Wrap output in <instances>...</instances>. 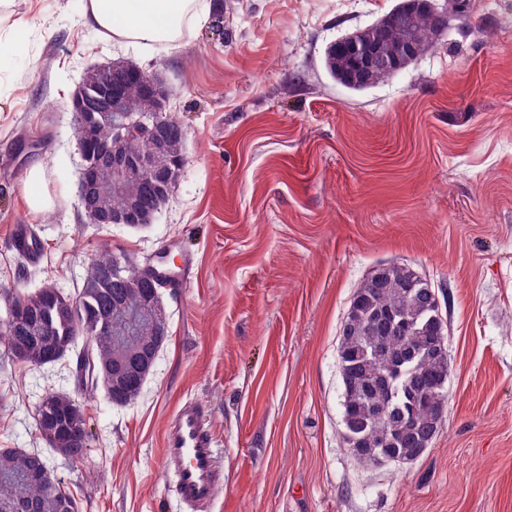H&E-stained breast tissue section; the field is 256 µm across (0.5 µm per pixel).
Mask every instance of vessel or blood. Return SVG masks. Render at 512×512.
Masks as SVG:
<instances>
[{"label":"vessel or blood","instance_id":"1","mask_svg":"<svg viewBox=\"0 0 512 512\" xmlns=\"http://www.w3.org/2000/svg\"><path fill=\"white\" fill-rule=\"evenodd\" d=\"M164 469L174 477L179 512H205L224 478L207 407L193 399L169 416L163 437Z\"/></svg>","mask_w":512,"mask_h":512}]
</instances>
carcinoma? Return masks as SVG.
<instances>
[{
    "label": "carcinoma",
    "instance_id": "carcinoma-1",
    "mask_svg": "<svg viewBox=\"0 0 512 512\" xmlns=\"http://www.w3.org/2000/svg\"><path fill=\"white\" fill-rule=\"evenodd\" d=\"M449 18L440 13L417 19L422 40L418 54L433 48V37L448 29ZM325 69L336 82L349 68V58L334 50L325 52ZM114 76L112 101L119 111L112 122L86 130L77 126L79 141L90 136L88 158L95 144L112 140V126L135 115L159 108L154 92L125 75L138 70L131 62L110 64ZM185 130L167 112L159 113L158 139H143L136 150L144 156L165 154L158 177L146 181L137 176L125 179L120 187L100 181L91 188L89 202L104 218L130 216L144 222L155 203L168 199L181 169ZM136 269L127 257L105 250L92 258L88 275L76 297L60 290L43 289L19 298L17 320L0 321V335L8 349L19 344L22 361L32 365L50 362L49 356L63 357L78 339L90 336L93 353L102 364L114 356L131 353L129 372L113 404L126 405L142 392L148 374L138 371V350L159 352L166 335L152 325L143 308L146 288L131 283ZM439 290L430 281L415 276L406 265L392 263L377 268L356 291V313L347 314L339 343V363L348 371L343 384V406L359 442L350 447L353 455H413L426 450L441 427L434 402L445 401L434 344L441 333L437 315ZM384 400L382 422L368 417V408ZM39 418L54 440L51 447L63 455L80 459L87 451L89 431L85 411L68 394L45 396ZM47 461L38 451L0 448V512L24 503L30 512H75L73 500L60 490L47 489Z\"/></svg>",
    "mask_w": 512,
    "mask_h": 512
}]
</instances>
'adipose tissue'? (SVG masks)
Instances as JSON below:
<instances>
[{
    "label": "adipose tissue",
    "mask_w": 512,
    "mask_h": 512,
    "mask_svg": "<svg viewBox=\"0 0 512 512\" xmlns=\"http://www.w3.org/2000/svg\"><path fill=\"white\" fill-rule=\"evenodd\" d=\"M211 12L210 0H88L83 24L116 41L173 44Z\"/></svg>",
    "instance_id": "1"
}]
</instances>
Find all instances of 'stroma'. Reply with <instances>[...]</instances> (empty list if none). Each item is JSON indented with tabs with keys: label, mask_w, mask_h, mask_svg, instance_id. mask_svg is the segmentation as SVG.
Returning a JSON list of instances; mask_svg holds the SVG:
<instances>
[{
	"label": "stroma",
	"mask_w": 512,
	"mask_h": 512,
	"mask_svg": "<svg viewBox=\"0 0 512 512\" xmlns=\"http://www.w3.org/2000/svg\"><path fill=\"white\" fill-rule=\"evenodd\" d=\"M88 0H23L32 33L0 50V315L51 283L75 295L101 249H160L168 337L140 396L116 406L76 379L78 349L36 366L0 343V448L39 451L77 512H177L163 431L205 404L224 464L212 512H512V0H470L434 48L364 93L334 82L327 46L398 0H224V31L171 45L86 30ZM128 61L168 91L185 164L153 224L91 223L79 200L84 72ZM40 166L48 210L24 197ZM30 225L38 258L12 247ZM446 289L442 424L406 464L343 436L340 331L383 264ZM85 410L83 459L36 427L46 394Z\"/></svg>",
	"instance_id": "stroma-1"
}]
</instances>
